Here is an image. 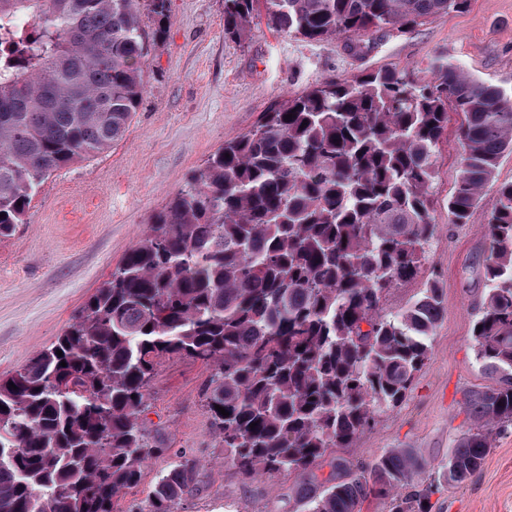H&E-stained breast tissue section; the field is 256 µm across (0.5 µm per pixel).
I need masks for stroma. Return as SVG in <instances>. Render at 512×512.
I'll return each mask as SVG.
<instances>
[{"label":"stroma","instance_id":"1","mask_svg":"<svg viewBox=\"0 0 512 512\" xmlns=\"http://www.w3.org/2000/svg\"><path fill=\"white\" fill-rule=\"evenodd\" d=\"M166 35L145 70L131 123L105 153L55 172L33 195L23 224L0 237V379L48 347L83 303L145 236L150 218L226 140L251 128L274 102L324 80L397 68L420 80L441 59L512 91V0H470L410 32L386 30L357 44L343 37L310 43L257 18L246 42L224 34V0H170ZM458 117L450 115L431 187L434 234L428 267L392 289L385 305L404 307L440 273L445 312L432 355L406 398L378 413L340 454L368 467L390 448H412L438 466L471 425L464 396L487 379L470 337L487 256L494 189L469 223L448 221L459 175ZM209 371L188 358L162 359L150 383L146 427L163 452L149 460L122 507L141 512L156 475L177 454L198 464V488L176 512H294V477L243 479L224 461L204 407ZM436 512H512V428L495 431L480 470L460 488L434 495Z\"/></svg>","mask_w":512,"mask_h":512}]
</instances>
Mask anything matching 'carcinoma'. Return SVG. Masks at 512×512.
Listing matches in <instances>:
<instances>
[{
    "label": "carcinoma",
    "mask_w": 512,
    "mask_h": 512,
    "mask_svg": "<svg viewBox=\"0 0 512 512\" xmlns=\"http://www.w3.org/2000/svg\"><path fill=\"white\" fill-rule=\"evenodd\" d=\"M468 4L224 0V34L248 39L262 14L313 43ZM169 23L170 0H0L1 237L55 172L124 136ZM450 108L461 169L449 223H469L486 188L497 197L472 327L489 383L468 392L474 426L438 471L411 448L353 468L337 449L403 401L443 314L435 278L396 312L384 301L429 262ZM508 150L512 92L448 63L429 81L385 68L283 98L209 156L50 347L0 379V512H124L118 499L161 452L141 416L156 364L173 356L209 369L205 406L243 478L295 476L306 512H362L379 497L391 512H433L432 496L464 484L493 431L512 427V181L494 182ZM196 470L180 457L139 512H174Z\"/></svg>",
    "instance_id": "obj_1"
}]
</instances>
